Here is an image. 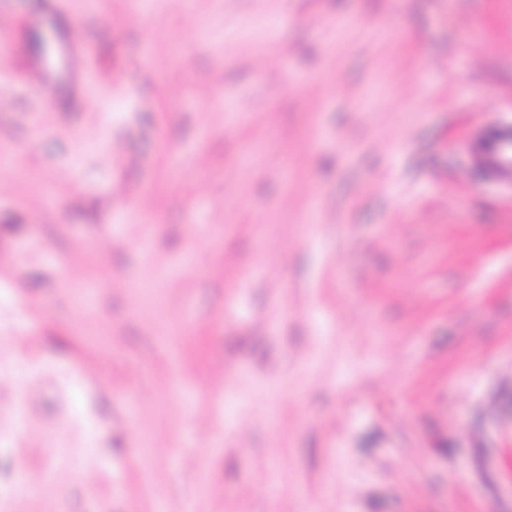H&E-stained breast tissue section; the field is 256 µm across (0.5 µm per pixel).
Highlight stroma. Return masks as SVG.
Returning <instances> with one entry per match:
<instances>
[{
    "label": "stroma",
    "instance_id": "1",
    "mask_svg": "<svg viewBox=\"0 0 512 512\" xmlns=\"http://www.w3.org/2000/svg\"><path fill=\"white\" fill-rule=\"evenodd\" d=\"M36 4L0 0V512H512V181L470 154L512 0H58L76 112ZM54 44L57 49L55 59L47 60L43 54L30 56L33 78L41 90H49L59 99L75 101L85 93L89 83V77L84 79L74 71L75 62L84 53L85 45L70 36L61 24Z\"/></svg>",
    "mask_w": 512,
    "mask_h": 512
}]
</instances>
